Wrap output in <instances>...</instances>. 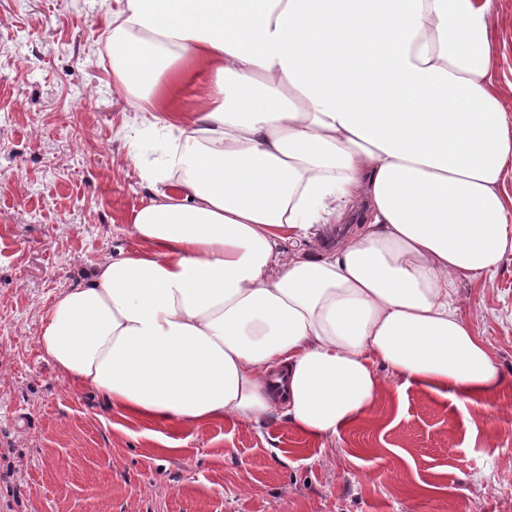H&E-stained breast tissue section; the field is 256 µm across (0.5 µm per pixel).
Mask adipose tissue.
<instances>
[{"label":"adipose tissue","instance_id":"adipose-tissue-1","mask_svg":"<svg viewBox=\"0 0 512 512\" xmlns=\"http://www.w3.org/2000/svg\"><path fill=\"white\" fill-rule=\"evenodd\" d=\"M117 2L115 84L173 148L137 163L130 247L42 318L63 378L155 423L278 414L324 439L390 380L457 402L498 388L456 293L512 254L492 0ZM286 235L315 250L275 276ZM212 79V76L209 72L203 71L199 75L197 82L187 87L181 97V106L182 109L186 112H194L198 106L199 94L201 91L208 86Z\"/></svg>","mask_w":512,"mask_h":512}]
</instances>
